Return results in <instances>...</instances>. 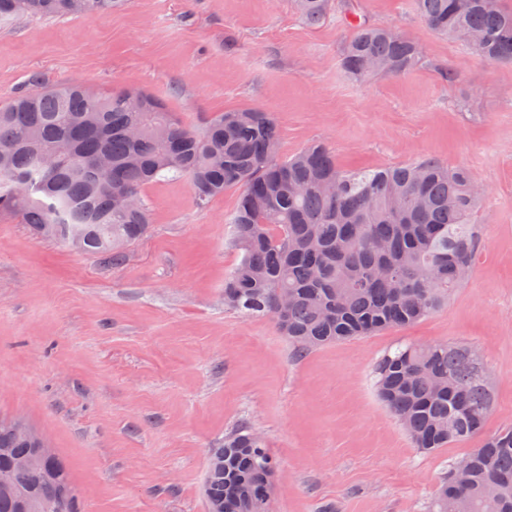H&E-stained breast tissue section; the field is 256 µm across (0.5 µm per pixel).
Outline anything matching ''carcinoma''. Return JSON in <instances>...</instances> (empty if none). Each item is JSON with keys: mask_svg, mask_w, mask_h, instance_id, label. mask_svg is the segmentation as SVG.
I'll return each instance as SVG.
<instances>
[{"mask_svg": "<svg viewBox=\"0 0 512 512\" xmlns=\"http://www.w3.org/2000/svg\"><path fill=\"white\" fill-rule=\"evenodd\" d=\"M130 0H0V19L16 15H100ZM435 33L459 41L491 63L512 64V11L498 0H414ZM302 22L321 24L330 0H296ZM341 66L357 77H399L424 58L419 43L347 10ZM59 147L57 166L41 155ZM106 154L112 169L93 164ZM188 180L197 206L239 190L230 218L240 260L224 279V306L267 317L296 353L405 327L437 311L471 274L475 226L469 215L484 197L463 169L433 157L380 169H343L323 141L280 154L272 116L259 107L226 111L201 131L147 92H110L83 83L16 95L0 108V212L18 214L39 236L119 258L120 247L149 224L137 199L146 185ZM378 395L414 447L433 453L472 442L461 457L465 483L449 470L430 512H512V425L485 426L492 383L464 344H405L377 366ZM33 448L0 417V512H80L68 470L57 460L54 483L30 464ZM277 468L263 440L241 426L211 453L207 512H263L265 478Z\"/></svg>", "mask_w": 512, "mask_h": 512, "instance_id": "carcinoma-1", "label": "carcinoma"}]
</instances>
